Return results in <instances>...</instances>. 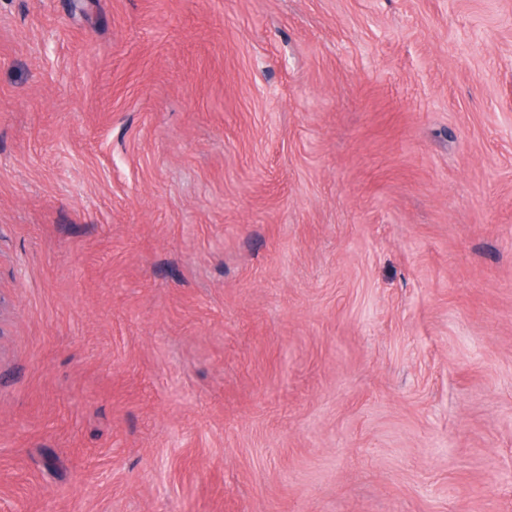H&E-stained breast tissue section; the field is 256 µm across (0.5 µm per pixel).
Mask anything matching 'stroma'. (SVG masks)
Instances as JSON below:
<instances>
[{"label":"stroma","instance_id":"stroma-1","mask_svg":"<svg viewBox=\"0 0 512 512\" xmlns=\"http://www.w3.org/2000/svg\"><path fill=\"white\" fill-rule=\"evenodd\" d=\"M0 512H512V0H0Z\"/></svg>","mask_w":512,"mask_h":512}]
</instances>
